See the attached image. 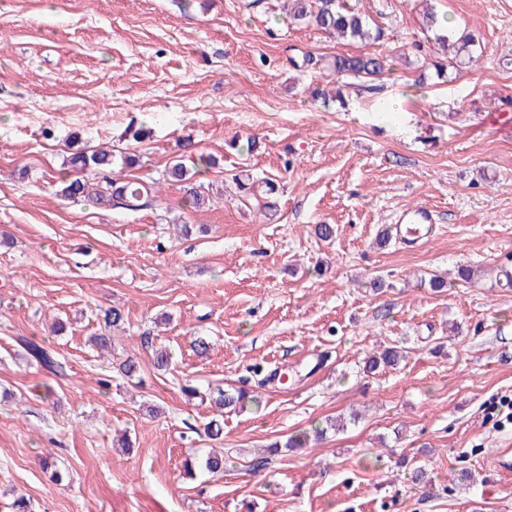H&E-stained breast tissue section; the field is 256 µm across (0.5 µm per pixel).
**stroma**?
Listing matches in <instances>:
<instances>
[{
    "label": "stroma",
    "instance_id": "1",
    "mask_svg": "<svg viewBox=\"0 0 512 512\" xmlns=\"http://www.w3.org/2000/svg\"><path fill=\"white\" fill-rule=\"evenodd\" d=\"M284 3L0 0V512L20 495L32 512H512V472L495 461L512 445V0H351L385 32L368 43L328 38ZM428 4L476 38L448 80L430 65ZM364 52L394 56L390 79L339 86L302 62ZM393 101L400 112L379 119ZM73 136L139 155L112 176L156 180L157 198L135 211L61 198ZM187 138L215 160L199 179L218 196L198 211L163 178ZM244 171L274 181L272 209L234 184ZM421 203L435 236L379 243ZM114 305L126 321L103 358L87 339ZM24 337L59 371L29 361ZM384 345L404 361L364 373ZM129 356L131 378L114 368ZM188 383L262 403L225 414L212 440L213 410L184 397ZM330 419L344 428L251 469ZM118 430L133 450L113 446ZM213 447L223 474L186 476Z\"/></svg>",
    "mask_w": 512,
    "mask_h": 512
}]
</instances>
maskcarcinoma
I'll list each match as a JSON object with an SVG mask.
<instances>
[{"instance_id":"obj_1","label":"carcinoma","mask_w":512,"mask_h":512,"mask_svg":"<svg viewBox=\"0 0 512 512\" xmlns=\"http://www.w3.org/2000/svg\"><path fill=\"white\" fill-rule=\"evenodd\" d=\"M289 14L292 19L303 23H312L327 35H337L360 41L377 42L382 38V31L371 30L363 16L351 7L347 0H288ZM329 75L334 77L350 76L354 78H370L384 80L390 75L389 58L381 53L338 55L327 66ZM112 153L101 150L91 154L76 151L67 157L65 167L59 173L60 196L72 202L88 201L99 207H121L137 210L152 201L147 181L130 179L118 182L112 179ZM165 180L182 184L185 206L199 210L211 202L210 194L204 187L193 181L194 173L179 160L164 172ZM125 321L124 311L112 306L103 311L104 328L101 333L91 339V343L102 352L112 351L110 329ZM22 348L28 358L49 369L60 367L55 353L43 343L33 339H25ZM401 351L397 347H388L381 352L371 354L365 364L366 371L373 373L380 368H393L398 365ZM183 393L190 398L201 397L209 400L215 408V416L206 423L207 434L217 439L222 434L220 418L224 410H236L244 406L245 400L255 401L245 390L211 389L208 395H200L198 388L186 386ZM327 429L313 428V435H292L284 443L286 448H301L309 441L322 440Z\"/></svg>"}]
</instances>
